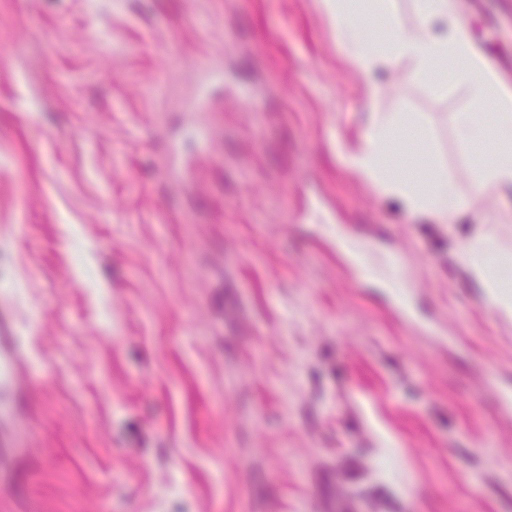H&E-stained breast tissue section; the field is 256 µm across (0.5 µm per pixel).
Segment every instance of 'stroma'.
I'll list each match as a JSON object with an SVG mask.
<instances>
[{
    "instance_id": "obj_1",
    "label": "stroma",
    "mask_w": 512,
    "mask_h": 512,
    "mask_svg": "<svg viewBox=\"0 0 512 512\" xmlns=\"http://www.w3.org/2000/svg\"><path fill=\"white\" fill-rule=\"evenodd\" d=\"M512 82V0H453ZM0 300L25 339L27 467L0 512H512V324L345 162L405 112L469 192L450 116L406 67L365 84L319 0H0ZM381 228L422 336L295 217Z\"/></svg>"
}]
</instances>
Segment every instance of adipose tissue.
Segmentation results:
<instances>
[{
    "label": "adipose tissue",
    "mask_w": 512,
    "mask_h": 512,
    "mask_svg": "<svg viewBox=\"0 0 512 512\" xmlns=\"http://www.w3.org/2000/svg\"><path fill=\"white\" fill-rule=\"evenodd\" d=\"M336 22L347 58L368 78L370 96L381 88L371 80L380 70L407 65L439 90L462 78L469 84L471 105L451 116L462 147L491 143L490 156L474 154L470 178L477 195L512 191V88L495 79L462 33L448 0H413V21L392 11V0H320ZM385 14L381 40L371 39L363 18ZM426 133L398 112L370 113L360 143L347 154V165L381 196L398 200L408 218L431 217L450 223L469 211L445 168L432 159ZM494 310L512 320V251L501 246L494 222L474 225L457 255Z\"/></svg>",
    "instance_id": "obj_1"
}]
</instances>
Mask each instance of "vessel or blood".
<instances>
[{
	"label": "vessel or blood",
	"mask_w": 512,
	"mask_h": 512,
	"mask_svg": "<svg viewBox=\"0 0 512 512\" xmlns=\"http://www.w3.org/2000/svg\"><path fill=\"white\" fill-rule=\"evenodd\" d=\"M383 233L353 237L337 235L336 248L352 266L356 281L371 279L385 289L391 313L417 332H426L412 306L416 280L402 256L391 252L376 259L375 247L383 240ZM25 357L23 340L16 327V318L9 302L0 303V381H9L17 365Z\"/></svg>",
	"instance_id": "1"
}]
</instances>
